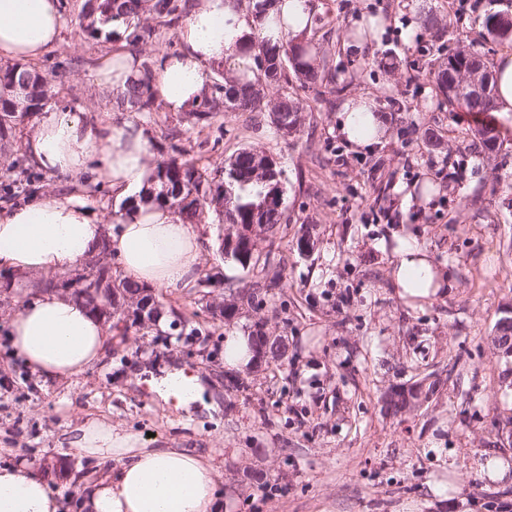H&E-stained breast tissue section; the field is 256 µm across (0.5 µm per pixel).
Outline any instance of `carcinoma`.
Here are the masks:
<instances>
[{
  "label": "carcinoma",
  "instance_id": "obj_1",
  "mask_svg": "<svg viewBox=\"0 0 512 512\" xmlns=\"http://www.w3.org/2000/svg\"><path fill=\"white\" fill-rule=\"evenodd\" d=\"M145 0H85L80 16L79 28L89 39L100 37L111 39L112 31L105 27L119 21L125 25L127 45L136 47L152 35V30L140 25L141 11ZM149 10L162 22L171 24L181 13L177 0H153ZM487 33L494 38L507 40L512 37V18L506 13L494 12L485 20ZM259 64L253 80H228L224 77V68L212 69L211 96L201 101L192 113L194 124H204L219 112H269L291 117L287 124L271 119L276 132L284 137L299 131V103L287 95L271 104L265 101L263 86L288 80L293 75L304 88L334 83V76L325 74L320 65L310 62L312 57L309 43L285 40L274 45L261 40L253 44ZM487 69L478 52L460 48L448 56V60L438 63L433 75L437 86L448 99V105H463L473 112H486L493 108L495 86H490L489 94L477 95L471 92L454 93L452 85L460 83L478 70ZM47 81L31 66L22 63L0 66V151L7 154L16 146L17 125L32 118L40 110L46 97ZM157 92L153 86V71L144 65V76L130 86L123 102L134 112L153 110ZM473 141L486 147L498 140L495 128L479 125L470 129ZM173 155L159 161L154 167L152 182L140 195V200L168 208L186 224H211V214H216L218 222L229 224L243 231L235 246L224 245V254L231 256L246 266L250 261L243 256L248 250L247 232L257 226L260 233L274 240L277 238L283 219L282 171L272 155L248 147L239 150L229 159L225 169L227 180L222 181L209 171V167L197 160L186 157V152L177 146H171ZM268 159L271 176L260 178L254 175L256 158ZM21 169L26 175L28 191L34 193L40 189L41 176L35 171V165L24 154L12 160L7 170ZM19 197L17 181L6 176L0 178V200L8 203ZM89 270V275L98 281H106V287L120 293L124 298L141 295L151 298L160 306L158 317L169 319V325L179 324L189 329L188 335L199 336L201 329L188 328V320L166 305L163 293L154 288L132 283L120 276H112V253L110 239L102 234L101 239L90 251L89 256L80 264ZM72 267L61 274L43 277L40 290L53 291L57 288L73 287ZM269 294L268 286L253 281L240 291L241 298L251 306H261ZM251 340L255 348L264 347L277 353L276 366L288 360V344L281 336L266 334L260 329L251 331Z\"/></svg>",
  "mask_w": 512,
  "mask_h": 512
}]
</instances>
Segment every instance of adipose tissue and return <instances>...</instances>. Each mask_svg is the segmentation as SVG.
Listing matches in <instances>:
<instances>
[{
    "instance_id": "adipose-tissue-1",
    "label": "adipose tissue",
    "mask_w": 512,
    "mask_h": 512,
    "mask_svg": "<svg viewBox=\"0 0 512 512\" xmlns=\"http://www.w3.org/2000/svg\"><path fill=\"white\" fill-rule=\"evenodd\" d=\"M317 8L313 0H273L269 16L286 26L255 29L233 0H196L177 30V53H159L155 81L165 111L180 113L207 94L205 72L223 66L236 77L257 67L250 45L261 39L305 36ZM60 0H0V62L42 57L61 39ZM100 85L121 94L141 77L140 60L117 52L96 68ZM337 134L355 151H371L387 134L371 94L346 99ZM27 153L51 175H79L94 169L115 200L132 199L128 215L103 226L80 195H46L0 211V265L31 276H46L81 263L101 236L110 245L124 278L157 289L188 285L200 252L197 227L170 210L136 202L152 168L150 142L139 124L102 125L91 131L78 116L50 114L30 133ZM391 279L402 297L433 300L448 282L415 237L399 239ZM15 359L36 385L67 380L97 365L112 336L81 303L41 292L23 303L6 330ZM67 443L96 462L74 491L81 512H218L216 469L210 457L171 447H144L136 433L111 421L84 419L70 426ZM0 512H65L60 490L22 465L0 467Z\"/></svg>"
}]
</instances>
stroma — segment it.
I'll return each instance as SVG.
<instances>
[{
    "label": "stroma",
    "mask_w": 512,
    "mask_h": 512,
    "mask_svg": "<svg viewBox=\"0 0 512 512\" xmlns=\"http://www.w3.org/2000/svg\"><path fill=\"white\" fill-rule=\"evenodd\" d=\"M83 2L63 0L62 38L35 63L48 79L47 104L81 114L94 131L108 122L140 124L155 162L173 143L214 170L245 146L272 155L283 171L280 241L258 237L259 265L228 277L220 227L202 225L193 276L221 277L228 300L266 273L280 286L228 326L211 318L196 286L166 290L172 306L194 314L201 335L129 331L94 369L44 390L10 356L3 329L34 295L36 277L25 278L0 304V465L39 473L54 462L49 480L67 491L87 461L59 445L61 433L79 417L105 416L213 456L221 512H487L483 495L498 489L499 512H512V477L486 475L491 461L512 458V447L491 445L512 418V356L488 342L512 311V117L488 114L498 142L472 146L473 116L449 111L429 75L436 59L465 45L490 67L512 52V40L485 29L489 13L512 15V0H316L330 22L313 42L335 88L267 86L270 102L288 93L303 105L299 133L286 138L266 112H223L193 127L158 105L119 109L95 70L126 43L85 38L77 19ZM368 15L384 26L363 48H346L353 22ZM426 15L436 26H424ZM366 92L388 137L382 148L357 153L337 135V114L348 97ZM443 168L451 179L440 177ZM401 183L416 186L407 208L395 191ZM41 186L80 193L104 223L119 217L92 174L47 175ZM408 234L447 265L444 297L410 303L394 287L393 249ZM307 235L314 247L304 252L298 242ZM259 320L287 336L290 364L227 374V327L248 332ZM164 367L200 379L218 413L185 408L174 395L161 400L154 379ZM431 372L449 377L431 402L385 411L388 389Z\"/></svg>",
    "instance_id": "stroma-1"
}]
</instances>
